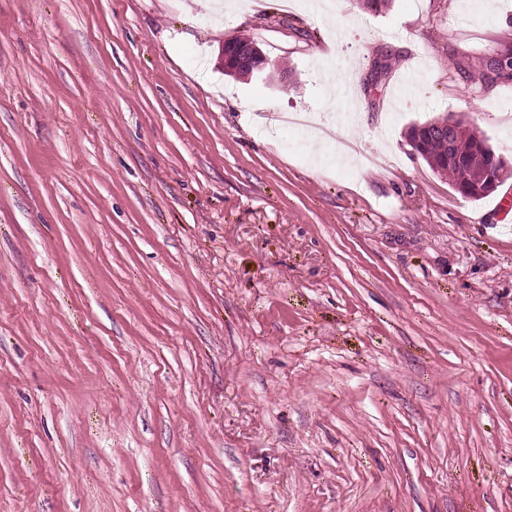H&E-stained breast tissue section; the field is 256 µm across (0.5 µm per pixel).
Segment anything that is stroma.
<instances>
[{
    "label": "stroma",
    "instance_id": "stroma-1",
    "mask_svg": "<svg viewBox=\"0 0 512 512\" xmlns=\"http://www.w3.org/2000/svg\"><path fill=\"white\" fill-rule=\"evenodd\" d=\"M241 2L0 0V512H512V0ZM236 38L228 42H237L229 48L222 49V64L224 72L230 76H242L240 73H246L243 77H252L261 75L268 67L275 66L271 60L263 53L256 41L252 39L243 40ZM434 120L435 124L440 127H447L450 131H458L462 128L465 132L482 138L480 144L487 150L491 167L495 170L499 181L493 175L482 177L479 180L480 182L483 181V193L487 195L480 196L471 191L469 196L477 201L495 192L502 183L500 182L502 174L512 169V163H509L487 143L488 141L482 136V133L465 115H448ZM431 123L432 121H428L411 126L412 129L419 130V138H414V141L417 142L410 143L411 147L417 151L434 172L440 175H448L454 182L455 190L468 187L469 179L481 175L487 170L489 165L487 153L481 146L477 145L473 135L463 131H459L458 135L454 134L452 140L454 145L452 146L451 143H448V131L440 130ZM449 147H451L450 151H448ZM462 196L472 199L465 194H462Z\"/></svg>",
    "mask_w": 512,
    "mask_h": 512
}]
</instances>
